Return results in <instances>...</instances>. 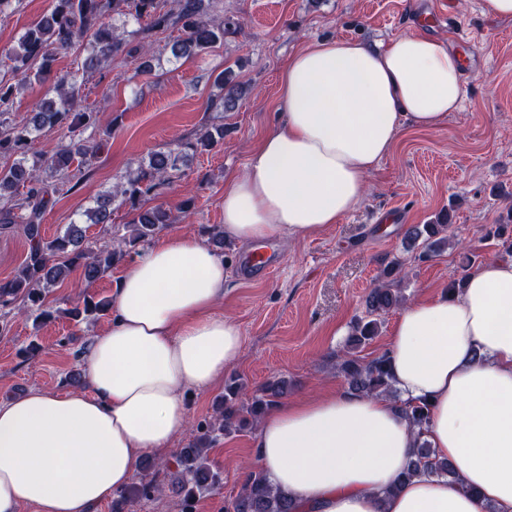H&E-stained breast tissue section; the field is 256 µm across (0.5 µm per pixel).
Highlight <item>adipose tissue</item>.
<instances>
[{"mask_svg":"<svg viewBox=\"0 0 512 512\" xmlns=\"http://www.w3.org/2000/svg\"><path fill=\"white\" fill-rule=\"evenodd\" d=\"M463 102L462 64L411 32L374 48L351 38L292 54L277 125L246 174L225 181L224 236L255 244L339 223L405 126L441 129ZM227 264L198 237L142 251L112 291V319L84 355V392L0 401V512H95L188 422L187 394L242 354L219 314ZM397 397L327 390L272 407L253 434L270 483L303 512H512V257L462 292L406 304L391 332ZM426 399L424 435L454 478L395 481L421 437L406 402Z\"/></svg>","mask_w":512,"mask_h":512,"instance_id":"obj_1","label":"adipose tissue"}]
</instances>
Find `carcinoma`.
I'll return each mask as SVG.
<instances>
[{
  "mask_svg": "<svg viewBox=\"0 0 512 512\" xmlns=\"http://www.w3.org/2000/svg\"><path fill=\"white\" fill-rule=\"evenodd\" d=\"M111 13L131 18L136 28L117 32L106 21ZM205 0H52L51 12L42 17L20 37L7 58L17 82L0 80V156L12 163L0 168V229L20 225L28 244L26 259L19 273L0 281V310L19 298L27 299L42 319L52 312L44 308V299L69 273L82 269L86 286H92L124 254L149 241L157 232L171 223L170 212L156 206L141 209L142 199L171 182L180 171V164L203 152H210L224 142V128L207 127L192 139L179 140L167 149L152 153L138 163L110 193L98 195L93 206L84 213L86 224H110L116 207L126 205L135 211L132 222L126 225L129 234L116 243L103 242L91 247L83 230L75 224L47 240L42 235L41 220L51 203L50 193L71 183L73 170L90 165L99 146L88 143L83 133L95 129L99 113L79 110L82 82L75 73L54 69L57 56L70 49L80 39L90 37L87 56L82 62V74L91 75L103 68L118 54H126L144 75L153 71V58L143 40L151 33L169 28L180 30L171 46V55L178 62L183 58L199 56L224 36L236 30L237 23L230 18H208ZM140 40L137 48H127L129 39ZM37 80L51 83L56 96L42 100L31 118L13 123L5 117L14 96L24 84ZM224 95L212 101L224 112H232L243 94L242 85L232 70L216 76ZM65 128L71 134L70 142L40 161L29 163V150L39 133ZM449 224H424L410 227L407 249L418 252V258L427 260L442 252L449 243ZM487 236L496 240L504 252L512 254V226L493 224ZM402 263L394 260L385 265L379 282L371 288L365 305V314L357 318L347 336L345 347L334 356L337 371L345 379L348 389L367 396L392 395L397 391L390 375L388 354L371 360L359 352L378 336L382 318L388 311L400 306L403 296L395 284L401 281ZM111 302L85 294L82 305L67 311L71 320L79 323L89 316H105ZM242 384L231 381L224 386L215 415L196 426V433L186 448L180 449L173 463L147 461L148 473L175 469L173 485L181 497L182 512H195V505L205 494L220 490L224 484L223 471L210 459L208 450L217 436L226 432H241L254 426L274 405L288 393V380L275 378L265 382L247 402L240 400ZM411 426L423 435L429 422V405L418 401L405 407ZM453 465L436 458L426 440L421 439L414 449L407 467L398 476L394 488L421 476L453 477ZM237 494L224 505V512H300L298 505L271 486L261 469H245L239 475ZM161 492L154 478H143L140 484L116 494L113 512H134L132 506L147 503Z\"/></svg>",
  "mask_w": 512,
  "mask_h": 512,
  "instance_id": "1",
  "label": "carcinoma"
}]
</instances>
